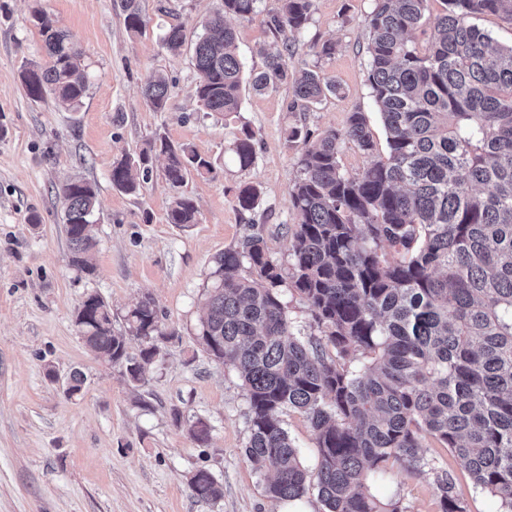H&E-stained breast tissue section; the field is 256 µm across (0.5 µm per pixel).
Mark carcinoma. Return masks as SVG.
I'll list each match as a JSON object with an SVG mask.
<instances>
[{
  "label": "carcinoma",
  "instance_id": "carcinoma-1",
  "mask_svg": "<svg viewBox=\"0 0 512 512\" xmlns=\"http://www.w3.org/2000/svg\"><path fill=\"white\" fill-rule=\"evenodd\" d=\"M194 47V94L208 112L241 108L244 84L256 93L291 84L290 110L319 103L337 85L304 66L290 67L288 40L264 50L265 66L243 75L235 31L226 18L251 20L258 0H221ZM430 0H374L365 53L371 96L386 132L387 152L376 144L364 113L316 140L306 127L289 129L302 144L300 175L289 190L297 222L286 226L288 267L275 261L256 229L215 261L199 336L206 350L234 369L249 404L250 440L244 454L265 480L270 497L296 500L313 486L326 512H382L373 479L388 466L409 474L425 466L422 441L432 437L466 465L474 484L512 512V45L493 44L472 19L499 14L512 19V0H441L443 11L424 45L417 32ZM126 29L139 33V0H123ZM313 0H281L263 19L275 34L299 33ZM50 63L23 70L26 95L48 93L71 107L87 89L82 53L43 14L33 15ZM175 53L182 26L164 36ZM162 110L169 99L164 75L142 87ZM354 145L371 158L360 173L340 164L341 147ZM240 167L255 161V133L233 142ZM164 157L175 188L211 163L189 145L161 138L140 155L143 170ZM133 165L112 164V185L138 190ZM60 196L71 263L89 271L98 241L92 220L96 192L81 179ZM255 185L237 195L241 212L253 210ZM171 224H195L198 208L181 195ZM306 302L318 334L303 342L292 332L280 288ZM129 335L146 343L137 355L126 337L112 333V308L89 293L75 315L86 347L144 381L162 335L152 301L126 315ZM360 362L355 366L354 362ZM296 410L316 434L319 464L310 474L283 427ZM193 496L223 495L207 470L189 481ZM435 486L441 512H467L443 470Z\"/></svg>",
  "mask_w": 512,
  "mask_h": 512
}]
</instances>
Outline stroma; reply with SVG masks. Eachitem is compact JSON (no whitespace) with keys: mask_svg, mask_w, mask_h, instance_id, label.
I'll return each mask as SVG.
<instances>
[{"mask_svg":"<svg viewBox=\"0 0 512 512\" xmlns=\"http://www.w3.org/2000/svg\"><path fill=\"white\" fill-rule=\"evenodd\" d=\"M146 25L127 31L121 0H0V512H280L264 478L247 462L249 407L236 372L215 360L198 338L215 259L236 247L251 224L263 226L274 260L287 264L285 227L294 223L289 190L299 176L301 149L288 145L293 126L314 133L343 129L364 112L379 153L386 133L367 81L368 18L373 0H314L311 19L293 38L294 67L316 68L339 86L306 112H292L290 88L263 94L244 89L241 110L223 117L194 97L192 46L220 0H140ZM280 0H259V17L231 19L245 70L262 68L274 34L261 17ZM43 12L82 51L87 90L73 107L27 97L21 72L44 63L42 38L31 22ZM184 27L185 45L170 53V24ZM336 44L332 59L313 45ZM169 82L166 108L154 110L141 87L152 74ZM255 133L254 163L236 162L231 146L242 127ZM193 146L213 173L188 175L171 187L162 161L139 176L134 194L112 185V163L138 156L157 138ZM80 178L96 189L93 274L69 262L59 195ZM259 188L256 208L236 209L241 187ZM198 206L197 223L167 221L177 196ZM112 307V331L130 336L128 310L151 297L161 318L158 354L145 380L99 360L83 343L75 313L87 293ZM81 371L80 393L67 391ZM283 426L308 470H315V432L303 413L287 411ZM204 422L208 434L193 430ZM423 472L390 467L372 491L398 512H440L435 473L453 478L468 512H501L477 488L464 462L426 439ZM208 470L223 487L215 502L198 501L189 480Z\"/></svg>","mask_w":512,"mask_h":512,"instance_id":"35a3bbf8","label":"stroma"}]
</instances>
